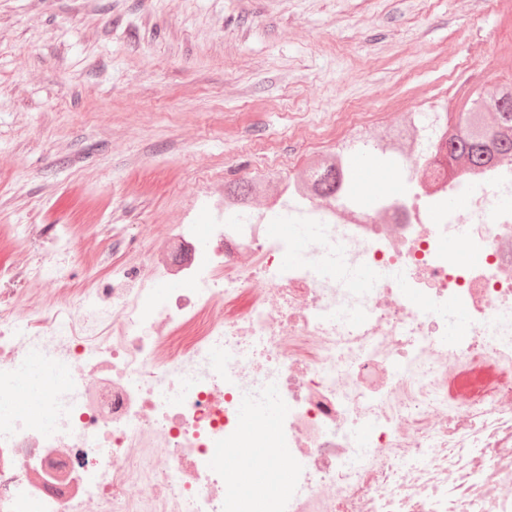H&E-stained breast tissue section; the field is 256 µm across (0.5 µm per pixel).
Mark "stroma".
<instances>
[{
  "label": "stroma",
  "mask_w": 512,
  "mask_h": 512,
  "mask_svg": "<svg viewBox=\"0 0 512 512\" xmlns=\"http://www.w3.org/2000/svg\"><path fill=\"white\" fill-rule=\"evenodd\" d=\"M510 82L512 0H0V263L104 286L231 182L286 200L331 114L379 133Z\"/></svg>",
  "instance_id": "1"
}]
</instances>
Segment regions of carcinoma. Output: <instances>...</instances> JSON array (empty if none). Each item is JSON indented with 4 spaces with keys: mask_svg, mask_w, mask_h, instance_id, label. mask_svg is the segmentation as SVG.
<instances>
[{
    "mask_svg": "<svg viewBox=\"0 0 512 512\" xmlns=\"http://www.w3.org/2000/svg\"><path fill=\"white\" fill-rule=\"evenodd\" d=\"M428 148L443 141L448 165L459 173L458 181L481 169L512 164V85L497 86L472 102L464 112L455 115L448 125V134L430 121ZM306 186L314 195L323 198L351 196L352 180L349 168L318 165L310 168Z\"/></svg>",
    "mask_w": 512,
    "mask_h": 512,
    "instance_id": "carcinoma-1",
    "label": "carcinoma"
}]
</instances>
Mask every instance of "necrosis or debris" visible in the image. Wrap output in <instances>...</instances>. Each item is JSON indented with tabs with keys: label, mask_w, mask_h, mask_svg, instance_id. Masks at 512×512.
Wrapping results in <instances>:
<instances>
[{
	"label": "necrosis or debris",
	"mask_w": 512,
	"mask_h": 512,
	"mask_svg": "<svg viewBox=\"0 0 512 512\" xmlns=\"http://www.w3.org/2000/svg\"><path fill=\"white\" fill-rule=\"evenodd\" d=\"M469 202L465 259L448 243L458 219L427 199ZM512 167L462 183L434 162L428 185L385 197L377 213L310 204L300 256L260 213L172 226L191 261L140 258L108 288H86L70 321L22 331L32 301L59 296L52 262L0 311V512H254L237 463L260 448L270 512H512ZM468 311L448 333L449 307ZM112 323L74 335L72 320ZM202 335L177 348L196 321ZM37 396L34 411L19 400ZM286 401L277 431L244 400ZM223 466H215V453Z\"/></svg>",
	"instance_id": "obj_1"
}]
</instances>
